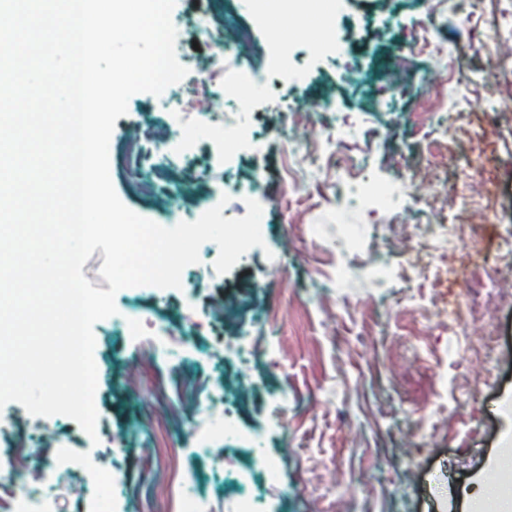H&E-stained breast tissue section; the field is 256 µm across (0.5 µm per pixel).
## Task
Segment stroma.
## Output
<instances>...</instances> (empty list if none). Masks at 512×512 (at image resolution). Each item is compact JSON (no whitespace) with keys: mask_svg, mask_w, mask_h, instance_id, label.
Wrapping results in <instances>:
<instances>
[{"mask_svg":"<svg viewBox=\"0 0 512 512\" xmlns=\"http://www.w3.org/2000/svg\"><path fill=\"white\" fill-rule=\"evenodd\" d=\"M224 2L176 0L175 53L188 74L160 95H133L111 135L116 145L140 126L177 131L175 143L145 145L172 162L164 203L141 202L119 175L111 180L124 205L164 227L167 201L188 222L202 206L238 218L260 189L275 198L264 244L220 274L219 248L208 241L180 288L120 290L116 315L93 328L95 436L66 416L6 404L0 449L35 459L54 448L64 461L43 481L0 458V491L40 486L52 512H184L197 492L210 512H236L243 493L258 512H463L493 499L481 483L512 442V100L500 95L512 84V0H479L469 13L455 0H341L326 9L314 0L298 31L285 34L277 14L247 13L255 73L269 87L260 97L224 81L237 61L228 31L207 36L197 26L235 22ZM358 15L372 34L354 44L348 22ZM321 24L335 49L312 40ZM433 26L447 52L411 57L409 92L377 90L410 33ZM283 56L301 75L299 89L279 85ZM349 59L367 66L352 85L337 77ZM228 111L251 115L259 151H224ZM292 112L304 123L289 124ZM351 164L375 181L408 182L395 220L370 219L339 197ZM364 224L363 251H342L339 239ZM440 224L456 225L453 244L438 242ZM228 298L254 316L250 334L216 319ZM461 300L477 317L467 332L448 323ZM133 307L131 335L123 325ZM151 344L156 358L141 359ZM188 376L207 380L208 400L243 439L264 435L259 458L218 437L199 456V418L171 426L167 413L182 409ZM266 459L279 468L281 493L266 487ZM104 460L116 484L105 506L96 492Z\"/></svg>","mask_w":512,"mask_h":512,"instance_id":"stroma-1","label":"stroma"}]
</instances>
